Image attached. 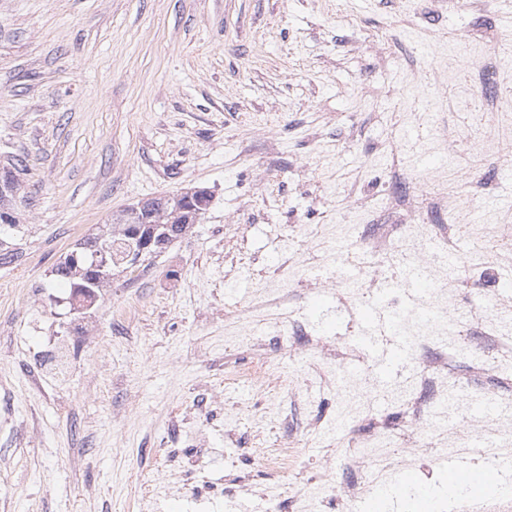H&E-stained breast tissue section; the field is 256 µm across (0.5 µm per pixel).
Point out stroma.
Wrapping results in <instances>:
<instances>
[{"label":"stroma","instance_id":"obj_1","mask_svg":"<svg viewBox=\"0 0 512 512\" xmlns=\"http://www.w3.org/2000/svg\"><path fill=\"white\" fill-rule=\"evenodd\" d=\"M485 16L480 45L512 56V0H0V168L16 175L19 257L0 267V512H241L265 503L225 484L226 467L263 483L255 451L224 443L225 406L258 392L224 382L239 354L225 308L297 248L290 224L382 214L397 177L448 167L440 129L481 153L463 202L512 224V181L467 142L456 105L465 66L448 37ZM394 143L395 152L385 149ZM203 188L198 224L131 272L102 303L57 304L54 266L78 238L137 202ZM125 332L113 334V321ZM64 339L65 371L49 343ZM204 398L212 420H196ZM191 457L183 487L168 455ZM272 482L287 512L320 449ZM412 486L381 485L390 512H434L439 475L419 448Z\"/></svg>","mask_w":512,"mask_h":512}]
</instances>
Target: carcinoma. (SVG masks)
I'll return each instance as SVG.
<instances>
[{
  "instance_id": "carcinoma-1",
  "label": "carcinoma",
  "mask_w": 512,
  "mask_h": 512,
  "mask_svg": "<svg viewBox=\"0 0 512 512\" xmlns=\"http://www.w3.org/2000/svg\"><path fill=\"white\" fill-rule=\"evenodd\" d=\"M25 160L12 159L10 169L0 174V225L10 222L17 224L13 204L15 176L13 171L24 170ZM210 199H186L180 194L150 198L145 207L126 209L111 222L104 225L101 233L77 244L64 261L53 269L55 280L68 288H84L91 294L104 287L107 280L98 277L91 268L89 258L96 251L106 253L108 269L119 267L123 270L133 267V260L161 252L158 241L169 245L182 238L187 230L200 219ZM163 213L162 223H155L153 214Z\"/></svg>"
}]
</instances>
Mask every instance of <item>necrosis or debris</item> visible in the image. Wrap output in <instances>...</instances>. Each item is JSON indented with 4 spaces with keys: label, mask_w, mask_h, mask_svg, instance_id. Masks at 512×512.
Instances as JSON below:
<instances>
[{
    "label": "necrosis or debris",
    "mask_w": 512,
    "mask_h": 512,
    "mask_svg": "<svg viewBox=\"0 0 512 512\" xmlns=\"http://www.w3.org/2000/svg\"><path fill=\"white\" fill-rule=\"evenodd\" d=\"M462 54L471 75L464 86L468 96L491 94L501 73L512 69V58L507 56L488 62L472 34L457 35L451 42L449 61ZM496 106L495 121H487L482 113L472 116L469 137L475 143L490 142L506 172L512 170V138L490 137L489 128L494 123L505 126L512 122V100L497 98ZM479 172L478 166L460 162L451 179L437 171L388 185L386 204L395 212L389 224L372 223L366 216L339 229L331 224L315 225L300 241L295 256L274 271L267 296L251 305L250 317L232 319L241 330L259 320L264 311L281 309L272 333L299 368L282 373L277 358L255 349L248 370L226 372V383L259 382L266 398L276 400L300 397L309 390L321 395L341 393L347 399L335 425L314 420L305 433L315 447L335 449L347 474L339 492L322 491L323 474L330 462L321 460V473L312 485L321 491L325 512H349L355 495L387 470L407 464V449L442 452L448 443L465 447L474 435L488 432L485 424L464 417L451 422L441 418L448 410L449 398L465 400L475 391L471 379L461 374V367L485 374L512 372V297L490 281L502 247L512 246V224L482 220L478 209L460 203L448 191L450 180L469 181ZM428 200L439 201V210L425 209ZM475 225L481 229L482 251L465 259H449L448 230L466 234ZM313 242L318 245L314 251L309 248ZM315 260L320 263V276L301 281L300 272ZM417 275L427 279L430 290L410 317L405 286ZM461 280L466 283L462 290L468 307L459 311L455 301ZM301 286L331 293L351 309L387 290V307L399 319V333L412 344L408 358L411 378L389 391L371 379L357 342L361 323L356 318H349L342 333L311 336L287 308L289 294Z\"/></svg>",
    "instance_id": "1"
}]
</instances>
